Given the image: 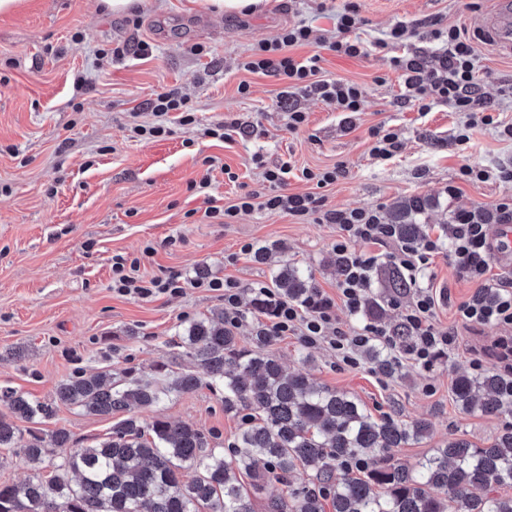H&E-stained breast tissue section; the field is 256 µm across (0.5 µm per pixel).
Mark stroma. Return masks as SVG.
Wrapping results in <instances>:
<instances>
[{
    "instance_id": "obj_1",
    "label": "stroma",
    "mask_w": 512,
    "mask_h": 512,
    "mask_svg": "<svg viewBox=\"0 0 512 512\" xmlns=\"http://www.w3.org/2000/svg\"><path fill=\"white\" fill-rule=\"evenodd\" d=\"M355 2L372 39L397 19L439 17L459 27L477 51L482 94L512 117V50L495 45L477 26L495 0ZM321 3L334 10L343 0H270L262 12L224 15L197 0H144L136 25L106 12L101 0H25L16 14L0 16L1 386L48 399L59 382L79 373L109 369L147 376L160 362L187 366L174 344L181 322L223 309V300L205 288L146 299L118 295L112 290V258L118 254L138 260L149 278L175 271L194 279L204 268L210 277L238 281L236 330L242 336L255 324L249 311L255 288L272 284L270 266L242 252L244 243L279 245V259L312 270L318 287L335 294V225L262 210L239 214L230 224L199 214L186 218L187 210L203 206L188 189L202 176H209L208 192L220 206L232 204L243 188H258L253 154L270 167L285 161L299 169L344 164L346 176L322 190L330 208L369 206L387 214L403 198H430L432 208L416 220L433 236L458 209L512 198V185L458 179L462 165L512 160V144L479 129L464 146L454 139L460 117L448 107L424 116L397 107L398 75L386 49L361 59L325 55L329 75L366 89L354 127L344 126L321 101L301 97L297 105L308 123L288 130L276 106L283 83L236 69L235 60L284 27L313 20ZM119 40H146L155 50L147 59L129 56L98 66L97 50ZM79 75L84 85H75ZM243 82L249 94L239 93ZM172 87L190 96L200 127L229 117L248 125L249 134L197 139L174 121L163 139H128L132 109ZM379 124L405 142L403 154L382 165L368 154L369 130ZM209 158L215 161L210 168L204 165ZM231 172L236 181L228 180ZM451 184L458 188L453 196L447 193ZM422 282L443 294L435 316L441 327L455 323L456 303L475 289L444 253ZM458 332V348L431 370L403 360L390 377L365 361L347 367L327 345L307 348L294 336L280 338L273 351L288 371L357 397L375 416L405 423L427 419L428 439L394 452L395 459L411 463L453 437L487 445L512 423L510 415L465 414L450 392L455 373L469 369L476 352L512 335V328L462 326ZM157 414L212 433L220 447L231 445L239 425L225 414L222 391L208 386L141 412L148 421ZM111 425V419L63 406L42 429L67 428L86 446Z\"/></svg>"
}]
</instances>
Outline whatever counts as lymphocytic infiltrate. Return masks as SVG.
Here are the masks:
<instances>
[{
  "label": "lymphocytic infiltrate",
  "instance_id": "1",
  "mask_svg": "<svg viewBox=\"0 0 512 512\" xmlns=\"http://www.w3.org/2000/svg\"><path fill=\"white\" fill-rule=\"evenodd\" d=\"M327 14L334 21L333 34L312 40L313 27L303 22L284 28L275 39L253 44L236 62L237 69L273 76L284 83L289 100L285 108L287 127L291 130L305 126L308 121L306 112L293 102L297 96L317 97L330 110L348 119L361 110L363 87L328 77L322 66L323 51L365 58L374 49L404 45L420 35L416 23L398 20L385 37L368 39L361 30L362 19L354 0H347L341 10L331 14L325 6L317 7V17ZM423 35L432 43V50L418 49L389 59L390 67L400 71L402 78L397 106L421 113L430 112L437 105L448 106L460 117L456 139L462 144L469 143L478 128L492 129L499 139L512 142V120L493 116L481 97L476 78L478 57L471 41L462 36L458 27L442 25L437 19L431 20ZM310 43L317 44V52L300 58L293 56V48ZM139 109L149 112L152 119L130 127V137L134 140L168 135L163 119L172 112L178 113L183 126L196 122L188 95L176 88L154 93ZM251 161L262 168L261 186L241 193L236 204L229 207L215 205L212 196L207 195L209 177L192 183V191L204 197L205 217L228 224L239 212L255 209L297 220L314 215L321 223L335 225L333 250L347 260L332 297L316 289L302 302H287L277 300L273 289L259 288V295L276 305L271 323L274 335L298 336L309 345L327 344L337 360L348 367L358 365L361 350L378 344L394 357L429 370L438 359L457 349L459 326H512V276H491L488 233L489 224L512 223V200L504 198L456 211L447 238L424 236L406 240L398 238L394 226L385 221L381 208H327L319 190L344 177L343 164L298 170L288 161L273 168L262 167V158L257 154ZM294 173L300 180L313 184V191L288 192V179ZM446 244L451 247L459 277L475 283L476 289L457 306L458 326L441 329L434 324L437 296L431 288L418 286L417 281ZM386 266L396 268L417 286L412 301L399 308L398 327L373 319L357 330H344L338 321L337 309H344L352 316L361 314L376 274ZM191 286L221 292L224 307L230 313L229 323H237L240 287L236 281L218 278L191 281L178 273L148 279L140 275L137 262L127 261L120 255L112 258V289L119 295L142 299L160 294L176 295Z\"/></svg>",
  "mask_w": 512,
  "mask_h": 512
}]
</instances>
